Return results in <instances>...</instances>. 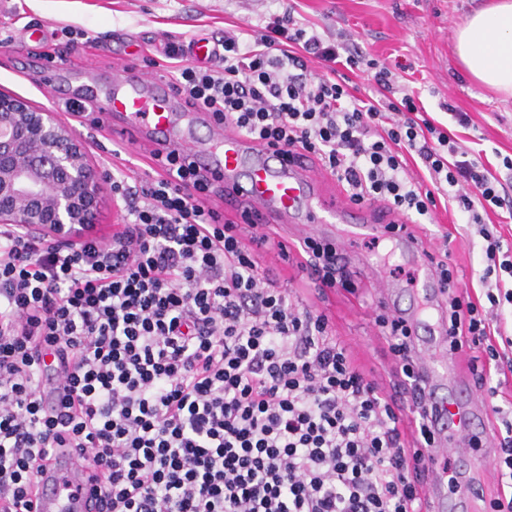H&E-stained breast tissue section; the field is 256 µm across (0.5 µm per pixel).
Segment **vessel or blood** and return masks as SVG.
I'll return each mask as SVG.
<instances>
[{
	"label": "vessel or blood",
	"mask_w": 512,
	"mask_h": 512,
	"mask_svg": "<svg viewBox=\"0 0 512 512\" xmlns=\"http://www.w3.org/2000/svg\"><path fill=\"white\" fill-rule=\"evenodd\" d=\"M108 109L114 122L107 133L113 139L145 140L160 149H188L205 173L219 178L225 201L259 213L266 224H290L295 230L322 235L334 219L354 223L360 239H377L383 234L379 216L325 195L320 178L304 162L257 151L249 139L218 124L212 125L208 140L195 139L194 125L208 121L209 116L180 111L168 83L148 80L133 70L121 71L114 78ZM397 246L415 269L412 302L401 306L387 285L383 286L381 297L419 335L416 363L438 408V448L426 460L434 476L430 493L437 512H459L468 489L459 486L457 498L448 500L447 463L454 458L465 459L473 468H482L488 453L486 449L470 447L469 441L484 408L479 397L470 393L467 383L447 364L442 320L435 304L437 283L433 265L411 239H399ZM77 468L75 454L57 458L54 472L43 476L38 484L41 512H91L92 503L76 494Z\"/></svg>",
	"instance_id": "obj_1"
}]
</instances>
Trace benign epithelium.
Returning <instances> with one entry per match:
<instances>
[{
  "label": "benign epithelium",
  "mask_w": 512,
  "mask_h": 512,
  "mask_svg": "<svg viewBox=\"0 0 512 512\" xmlns=\"http://www.w3.org/2000/svg\"><path fill=\"white\" fill-rule=\"evenodd\" d=\"M102 173L52 112L0 94V224L76 241L97 223Z\"/></svg>",
  "instance_id": "benign-epithelium-1"
}]
</instances>
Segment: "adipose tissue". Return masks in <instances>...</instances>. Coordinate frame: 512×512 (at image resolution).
Listing matches in <instances>:
<instances>
[{
  "label": "adipose tissue",
  "instance_id": "1",
  "mask_svg": "<svg viewBox=\"0 0 512 512\" xmlns=\"http://www.w3.org/2000/svg\"><path fill=\"white\" fill-rule=\"evenodd\" d=\"M455 51L478 83L512 96V0L471 15L456 34Z\"/></svg>",
  "mask_w": 512,
  "mask_h": 512
}]
</instances>
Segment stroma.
Here are the masks:
<instances>
[{"instance_id": "35a3bbf8", "label": "stroma", "mask_w": 512, "mask_h": 512, "mask_svg": "<svg viewBox=\"0 0 512 512\" xmlns=\"http://www.w3.org/2000/svg\"><path fill=\"white\" fill-rule=\"evenodd\" d=\"M487 0H285L297 21L320 34L358 47L387 65L401 63V88L418 95L429 119L447 125L450 136L479 154L502 183H512L504 157L512 158V97L474 81L460 66L454 52L457 27ZM275 0H6L0 5V92L26 100L36 108L55 112L85 144L89 160L100 167L104 179L129 175L151 177L150 147L141 143L113 158L112 143L91 137L92 117L112 90V77L122 66L143 69L166 37L180 42L222 39L225 30L256 29ZM70 25L98 35L86 44L54 55L60 29ZM83 101L87 112L69 116L66 100ZM468 113L463 127L450 110ZM414 231L436 259H447L459 289L478 293L477 275L484 267L482 241L465 224L456 206L437 208L431 221ZM349 227L336 225L333 241L344 243L353 292H334L326 300L301 282L297 266H283L288 287L303 303L324 311L338 338L352 350L356 365L384 386L397 381L398 363L374 324L375 282L387 276L396 289H404L414 273L389 241H349Z\"/></svg>"}]
</instances>
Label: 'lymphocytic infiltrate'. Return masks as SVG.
Segmentation results:
<instances>
[{
    "instance_id": "obj_1",
    "label": "lymphocytic infiltrate",
    "mask_w": 512,
    "mask_h": 512,
    "mask_svg": "<svg viewBox=\"0 0 512 512\" xmlns=\"http://www.w3.org/2000/svg\"><path fill=\"white\" fill-rule=\"evenodd\" d=\"M163 56L185 108L314 160L351 203L414 224L441 201L467 213L486 243L484 297L449 292L448 347L478 349L479 382L512 372L501 326L512 244L483 218L512 206V193L400 93L395 72L355 49L340 55L287 10L251 32L225 31L208 66L173 41ZM340 62L373 69L375 96L329 79ZM153 161L163 176L113 178L126 214L111 239L53 242L0 225V512H35L46 464L71 449L99 512H430L436 430L405 322L374 319L401 363L412 443L396 396L359 370L327 315L255 259L300 255L305 287L347 290L335 244L243 239L187 155ZM503 426L500 493L487 512H512V420Z\"/></svg>"
}]
</instances>
